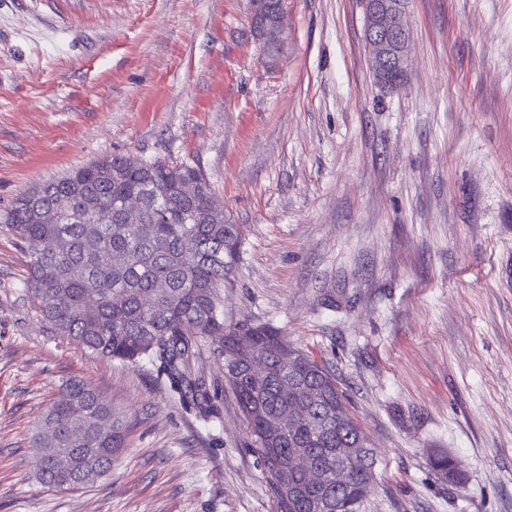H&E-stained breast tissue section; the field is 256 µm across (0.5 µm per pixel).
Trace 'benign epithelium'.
Returning <instances> with one entry per match:
<instances>
[{
	"mask_svg": "<svg viewBox=\"0 0 512 512\" xmlns=\"http://www.w3.org/2000/svg\"><path fill=\"white\" fill-rule=\"evenodd\" d=\"M365 21V44L373 77L390 91L401 87V80L391 75L409 72L411 35L405 22L407 0H360ZM265 0H253L251 25L267 45L278 43L284 17L283 5L275 8V19L264 18Z\"/></svg>",
	"mask_w": 512,
	"mask_h": 512,
	"instance_id": "7a95c632",
	"label": "benign epithelium"
}]
</instances>
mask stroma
<instances>
[{"label": "stroma", "mask_w": 512, "mask_h": 512, "mask_svg": "<svg viewBox=\"0 0 512 512\" xmlns=\"http://www.w3.org/2000/svg\"><path fill=\"white\" fill-rule=\"evenodd\" d=\"M407 24L393 92L360 0H285L272 60L250 0H0V213L106 155L196 167L241 234L224 318L327 363L374 454L361 512H512V0H409ZM28 263L0 223V512H275L213 344L204 421L57 336ZM72 377L126 446L55 490L31 439ZM432 468L448 482H454L460 476V470L456 460L447 453H436L431 459Z\"/></svg>", "instance_id": "1"}]
</instances>
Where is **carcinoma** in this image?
<instances>
[{"instance_id": "1", "label": "carcinoma", "mask_w": 512, "mask_h": 512, "mask_svg": "<svg viewBox=\"0 0 512 512\" xmlns=\"http://www.w3.org/2000/svg\"><path fill=\"white\" fill-rule=\"evenodd\" d=\"M191 183L195 194L183 195ZM133 193L143 195L135 216L124 207ZM0 218L28 252L26 288L42 321L94 358L150 363L168 393L203 420L217 409L193 364L208 340L217 341L276 512H361L373 488V454L328 366L269 324L224 321L221 288L240 232L199 170L104 157L22 194ZM124 446L112 405L87 381L71 379L36 427L37 478L57 490L91 484ZM342 448L354 449L362 466L338 486L329 476ZM293 458L328 480L308 482L289 468ZM431 465L450 482L460 476L446 453ZM285 482L297 485L296 495L281 492Z\"/></svg>"}]
</instances>
